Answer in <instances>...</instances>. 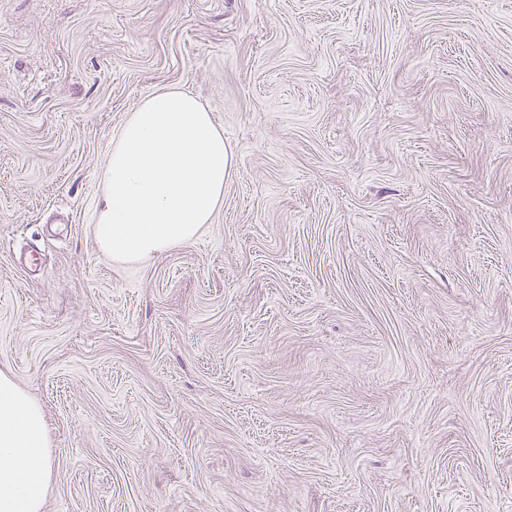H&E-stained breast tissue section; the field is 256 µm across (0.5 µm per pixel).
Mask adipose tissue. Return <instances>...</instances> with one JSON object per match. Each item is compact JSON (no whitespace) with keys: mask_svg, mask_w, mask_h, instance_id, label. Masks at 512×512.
<instances>
[{"mask_svg":"<svg viewBox=\"0 0 512 512\" xmlns=\"http://www.w3.org/2000/svg\"><path fill=\"white\" fill-rule=\"evenodd\" d=\"M234 172L230 144L196 97L177 88L153 93L110 148L94 225L99 248L142 262L194 240ZM50 478L44 412L0 373V512H44Z\"/></svg>","mask_w":512,"mask_h":512,"instance_id":"1","label":"adipose tissue"}]
</instances>
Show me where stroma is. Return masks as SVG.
Segmentation results:
<instances>
[{
    "instance_id": "stroma-1",
    "label": "stroma",
    "mask_w": 512,
    "mask_h": 512,
    "mask_svg": "<svg viewBox=\"0 0 512 512\" xmlns=\"http://www.w3.org/2000/svg\"><path fill=\"white\" fill-rule=\"evenodd\" d=\"M173 87L235 174L119 263ZM0 371L45 512H512V0H0ZM210 111L177 88L146 97L112 141L94 224L114 260L147 261L212 223L235 172Z\"/></svg>"
}]
</instances>
